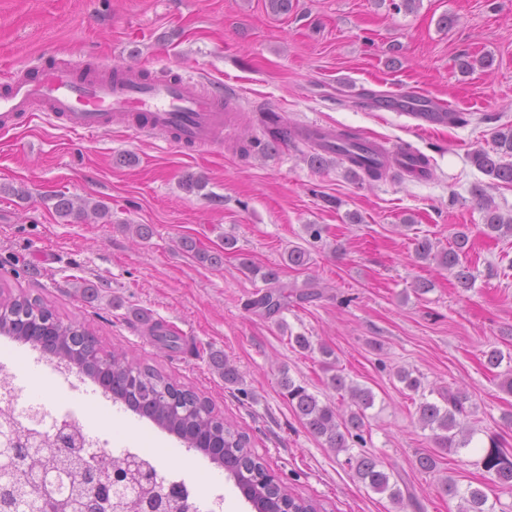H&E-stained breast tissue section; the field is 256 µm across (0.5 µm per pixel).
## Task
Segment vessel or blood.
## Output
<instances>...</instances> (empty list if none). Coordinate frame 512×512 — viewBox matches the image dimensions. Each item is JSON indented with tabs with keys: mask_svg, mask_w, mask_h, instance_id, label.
<instances>
[{
	"mask_svg": "<svg viewBox=\"0 0 512 512\" xmlns=\"http://www.w3.org/2000/svg\"><path fill=\"white\" fill-rule=\"evenodd\" d=\"M31 112L50 113L72 132L88 134L117 118L132 123L137 133H162L175 146L197 152L216 149V137L231 118L223 91L181 73L153 80L140 68L116 65L106 75L92 76L80 64L54 61L34 73L17 69L0 78V126L13 127ZM307 134L317 152H333V130L313 122ZM368 156L406 172L414 168L410 155L375 142Z\"/></svg>",
	"mask_w": 512,
	"mask_h": 512,
	"instance_id": "obj_1",
	"label": "vessel or blood"
}]
</instances>
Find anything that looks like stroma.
I'll list each match as a JSON object with an SVG mask.
<instances>
[{"mask_svg":"<svg viewBox=\"0 0 512 512\" xmlns=\"http://www.w3.org/2000/svg\"><path fill=\"white\" fill-rule=\"evenodd\" d=\"M445 14L452 28H439ZM47 50L102 70L190 73L230 95L237 119L216 152L185 153L123 121L81 136L39 112L0 131V290L40 298L60 319L82 322L104 350H125L208 399L246 434L267 473L320 512H459L442 479L484 486L489 475L477 460L493 438L512 456V394L500 388L512 370V236L487 234L475 194L484 189L510 216L512 183L470 161L512 126V0H419L409 12L389 0H294L285 14L268 0H0V74L34 66ZM484 55L491 67L461 73L460 60ZM399 103L463 120L421 132ZM273 110L292 129L288 139L268 122ZM314 120L412 147L430 173L359 179L333 155L312 166L310 144L294 131ZM193 180L202 190H188ZM59 193L103 203L109 214L59 217ZM137 224L151 225L152 236L138 238ZM310 224L321 238L310 237ZM458 230L470 238L468 289L415 254L424 238L448 248ZM185 237L222 264L199 262L183 250ZM228 237L234 247H225ZM296 246L310 256L305 267L288 263ZM245 260L277 271L286 295L278 314L250 308L267 286ZM86 283L96 300L83 297ZM157 322L174 327L187 349L161 347L150 334ZM297 334L312 350L290 344ZM324 346L334 372L372 390L365 449L409 485L416 506L399 507L358 481L289 405L286 375L346 409L327 385ZM493 348L504 356L496 368L484 357ZM214 351L236 367L237 383L212 367ZM401 368L420 378L421 392L398 380ZM448 388L467 393L464 423L475 435L472 447L442 454L417 407L422 392ZM26 391L107 428L111 453L135 444L153 453L159 474L180 473L203 496H223L224 512H254L223 466L82 373H53ZM424 453L435 455L433 471L419 468Z\"/></svg>","mask_w":512,"mask_h":512,"instance_id":"1","label":"stroma"}]
</instances>
